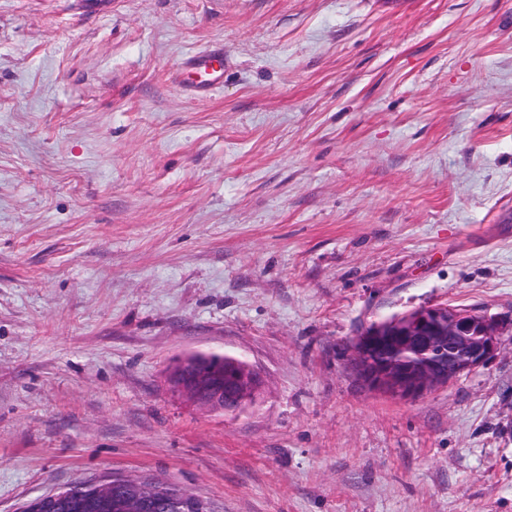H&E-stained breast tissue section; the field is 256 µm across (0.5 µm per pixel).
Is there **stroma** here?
<instances>
[{
	"label": "stroma",
	"mask_w": 512,
	"mask_h": 512,
	"mask_svg": "<svg viewBox=\"0 0 512 512\" xmlns=\"http://www.w3.org/2000/svg\"><path fill=\"white\" fill-rule=\"evenodd\" d=\"M224 50L200 98L176 70ZM502 347L401 401L347 347ZM244 357L231 419L171 362ZM105 472L224 512H512V0H0V512ZM500 336L497 321L480 311L429 305L369 324L350 346L349 368L371 391L416 399L483 366L500 350ZM383 347L389 354L372 367L366 355ZM407 351L418 360L401 359Z\"/></svg>",
	"instance_id": "35a3bbf8"
}]
</instances>
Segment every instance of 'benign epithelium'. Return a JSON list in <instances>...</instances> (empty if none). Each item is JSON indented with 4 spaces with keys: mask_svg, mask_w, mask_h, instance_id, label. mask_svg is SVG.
<instances>
[{
    "mask_svg": "<svg viewBox=\"0 0 512 512\" xmlns=\"http://www.w3.org/2000/svg\"><path fill=\"white\" fill-rule=\"evenodd\" d=\"M501 348L497 321L486 314L437 304L369 324L352 342L349 368L371 391L416 399L448 386L488 362ZM183 356L169 376L172 388L218 413L224 411L222 377L198 374ZM52 507L88 508L91 498L50 495Z\"/></svg>",
    "mask_w": 512,
    "mask_h": 512,
    "instance_id": "1",
    "label": "benign epithelium"
}]
</instances>
